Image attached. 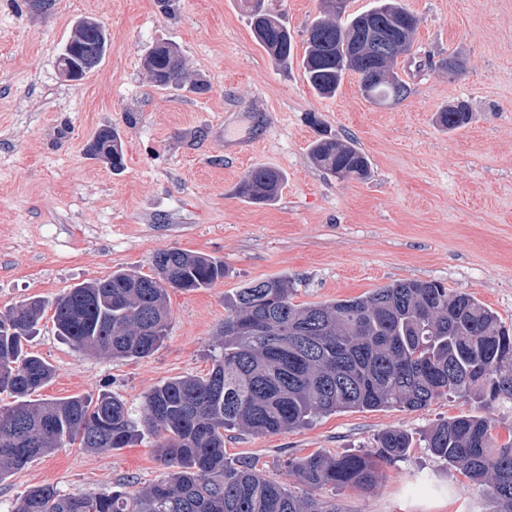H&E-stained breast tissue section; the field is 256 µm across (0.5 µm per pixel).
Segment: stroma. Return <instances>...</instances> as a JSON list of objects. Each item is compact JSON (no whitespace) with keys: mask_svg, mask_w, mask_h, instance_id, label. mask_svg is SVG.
Wrapping results in <instances>:
<instances>
[{"mask_svg":"<svg viewBox=\"0 0 512 512\" xmlns=\"http://www.w3.org/2000/svg\"><path fill=\"white\" fill-rule=\"evenodd\" d=\"M420 24L399 65L411 92L376 105L349 74L319 98L301 60L319 0H275L293 35L289 67L254 39L238 0H54L48 13L0 0V313L29 296L54 300L67 288L123 268L152 271L157 252L180 248L223 261L210 288L169 294L168 334L150 356H87L44 317L29 349L56 368L40 397L107 390L139 410L156 385L212 368L224 298L253 280L285 277L297 304L357 297L405 280H434L471 294L512 327V0H404ZM110 34L104 59L80 81L57 59L76 23ZM175 42L187 79L206 92L156 87L144 66L158 41ZM464 69H437L450 54ZM464 101L471 123L444 131L436 114ZM119 131L122 170L87 152L98 130ZM326 129L353 138L369 175L342 181L313 163L309 146ZM282 171L275 201L253 205L237 187L254 167ZM468 413L512 435V405L440 398L416 410L340 411L273 436L224 434V456L249 459L292 485L288 461L313 453L369 451L390 428L413 440ZM167 473L156 440L91 452L75 445L37 458L0 483V512L26 490L51 485L80 494L119 482L147 486ZM344 512H496L459 467L409 449L381 464L367 490L325 487Z\"/></svg>","mask_w":512,"mask_h":512,"instance_id":"1","label":"stroma"}]
</instances>
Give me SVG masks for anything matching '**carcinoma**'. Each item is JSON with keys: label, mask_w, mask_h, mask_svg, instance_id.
Returning a JSON list of instances; mask_svg holds the SVG:
<instances>
[{"label": "carcinoma", "mask_w": 512, "mask_h": 512, "mask_svg": "<svg viewBox=\"0 0 512 512\" xmlns=\"http://www.w3.org/2000/svg\"><path fill=\"white\" fill-rule=\"evenodd\" d=\"M252 33L267 54L286 68L292 35L283 14L262 0H239ZM419 19L400 0H374L358 14L336 16L322 0L307 31L305 79L321 98L336 96L350 72L361 93L381 105L403 100L407 82L391 63L414 44ZM104 28L93 19L75 27L82 54L102 60ZM154 84L184 86L179 48L157 44L145 59ZM472 119L460 101L437 115L452 132ZM89 154L123 167L119 133L100 129ZM318 166L341 180H360L368 157L350 140L319 134L310 147ZM283 173L252 169L238 195L263 204L277 198ZM153 273L120 269L105 279L74 285L48 303L29 297L0 315V391L14 398L0 407V481L37 457L67 444L87 451L124 448L143 432L158 439L169 472L141 489L62 494L52 486L27 490L13 512H341L316 491L367 488L378 464L404 457L412 438L390 429L362 454L315 453L288 461V473L307 488L300 495L255 470L252 462L224 461V431L278 435L320 414L402 407L418 410L447 396L512 402V331L473 296L437 281H399L348 299L298 305L288 278L254 280L224 302V322L214 338L212 369L152 388L133 413L103 391L36 399L56 369L27 350L47 309L57 336L79 351L113 359L151 355L167 336L168 292L210 288L224 278V262L173 248L152 260ZM491 422L475 415L444 420L424 436V447L464 473L512 512V438L500 444Z\"/></svg>", "instance_id": "cac0c4a2"}]
</instances>
